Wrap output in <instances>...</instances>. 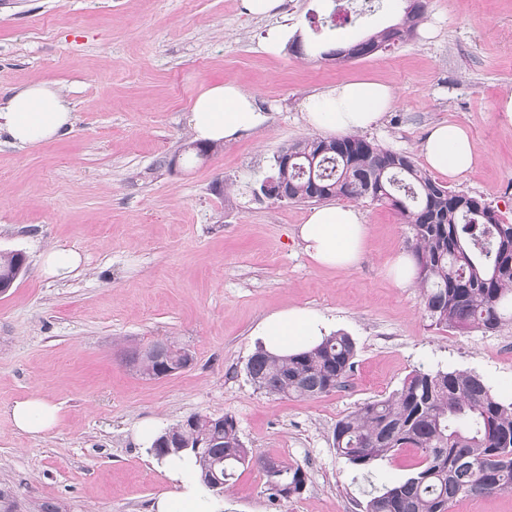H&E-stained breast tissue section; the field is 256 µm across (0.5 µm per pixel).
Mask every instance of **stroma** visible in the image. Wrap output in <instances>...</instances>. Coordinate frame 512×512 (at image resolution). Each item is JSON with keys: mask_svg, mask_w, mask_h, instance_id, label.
I'll use <instances>...</instances> for the list:
<instances>
[{"mask_svg": "<svg viewBox=\"0 0 512 512\" xmlns=\"http://www.w3.org/2000/svg\"><path fill=\"white\" fill-rule=\"evenodd\" d=\"M341 0H284L276 18L243 0H0V102L55 82L71 131L18 147L0 135V250L27 266L0 295V512H149L168 479L134 438L146 419L168 427L193 414L235 417L246 447L299 464V496L272 500L257 467L225 493L226 512H364L370 488L405 481L406 449L361 470L333 446L337 420L399 389L416 369L463 370L512 400V322L493 332L432 325L418 285L387 274L409 229L389 207L358 200L367 253L326 269L296 236L306 203L255 197L284 147L312 136L300 108L320 88L360 76L388 81L395 108L367 131L419 156L433 124L467 127L478 161L450 187L512 224V0H427L422 31L344 63L262 48L288 25L308 42H354L397 23L354 0L348 23L321 27ZM233 81L256 94L267 123L203 159L185 156L194 96ZM77 249L83 264L47 278L45 251ZM293 306L315 310L356 344L345 385L316 398L265 394L246 365L255 326ZM175 339L191 368L148 379L132 349ZM37 393L60 409L40 438L9 407Z\"/></svg>", "mask_w": 512, "mask_h": 512, "instance_id": "1", "label": "stroma"}]
</instances>
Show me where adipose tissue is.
<instances>
[{"label":"adipose tissue","mask_w":512,"mask_h":512,"mask_svg":"<svg viewBox=\"0 0 512 512\" xmlns=\"http://www.w3.org/2000/svg\"><path fill=\"white\" fill-rule=\"evenodd\" d=\"M397 95L388 83L374 78L344 80L310 96L302 105L305 125L337 135L365 132L381 125L394 109ZM69 101L54 82L43 81L15 90L0 106V133L11 143L36 146L61 137L72 128ZM254 94L234 82L202 90L192 100L187 122L195 139L224 143L266 124ZM428 167L457 179L474 167L476 156L467 129L454 122L432 125L420 146ZM296 236L313 261L325 268L351 269L365 256L367 226L352 205L314 207ZM329 322L318 313L293 307L266 316L254 329L261 346L274 354L309 349L329 335ZM14 426L38 437L59 423V408L37 393L17 400L10 408ZM171 483L152 503L150 512H224L223 499L202 484L198 467L189 457H168L157 462Z\"/></svg>","instance_id":"ef3b65f1"}]
</instances>
